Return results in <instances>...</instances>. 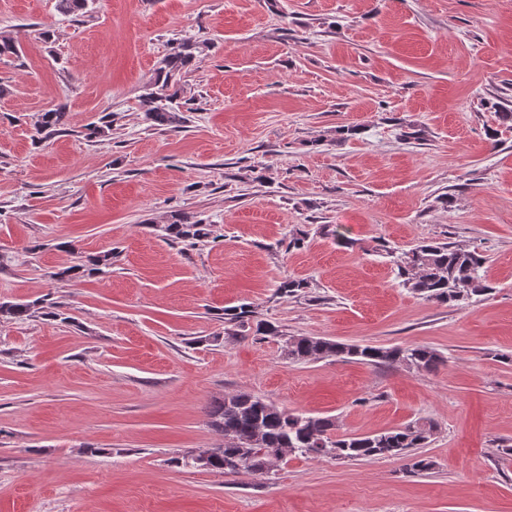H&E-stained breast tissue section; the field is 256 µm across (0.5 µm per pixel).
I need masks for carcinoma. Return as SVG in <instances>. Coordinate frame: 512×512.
I'll return each mask as SVG.
<instances>
[{"label":"carcinoma","instance_id":"cac0c4a2","mask_svg":"<svg viewBox=\"0 0 512 512\" xmlns=\"http://www.w3.org/2000/svg\"><path fill=\"white\" fill-rule=\"evenodd\" d=\"M94 0H58L64 15L86 14ZM200 43L190 39L175 42L171 52L159 62L155 78L141 94V108L147 121L155 125L179 128L186 122L182 115L180 81L194 65ZM67 113L57 106L38 116L34 124L39 140H46L66 131ZM112 123L108 115L85 128L88 140L106 136ZM165 236L175 242L194 247L209 237L203 220L182 216L163 228ZM487 258L476 250L452 246L447 242L427 241L396 257L397 277L401 285L422 298L442 304L490 293L493 286L485 275ZM112 266V252L80 256L74 265L52 273L55 280L94 277ZM255 310L247 304L224 310L228 323L244 328ZM44 317L70 321L62 305L46 294L27 303H0V319L25 320ZM284 353L292 361L330 358H351L378 367L415 368L435 372L444 364V357L425 345L370 346L344 344L318 336H291L285 340ZM213 429L224 436V451L210 459L201 469L225 473L224 464L243 448L253 453L251 473L263 475L274 467V460L265 450L282 448L290 456L305 458L329 457L343 461L377 460L411 455L409 471L423 474L432 469L428 458L409 453L424 447L433 432V424L410 423L404 427L370 435L337 434V424L330 416L281 409L248 392L224 396L207 410Z\"/></svg>","mask_w":512,"mask_h":512}]
</instances>
